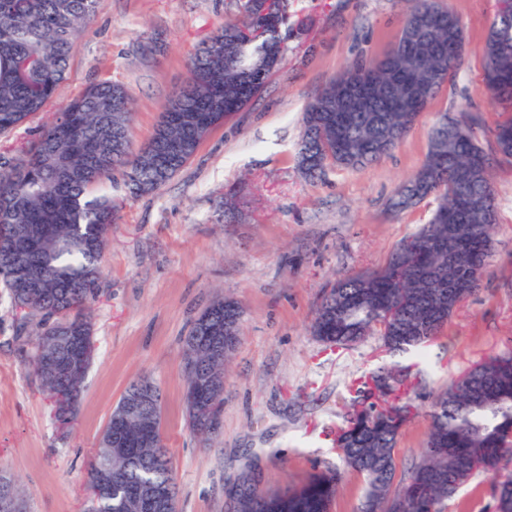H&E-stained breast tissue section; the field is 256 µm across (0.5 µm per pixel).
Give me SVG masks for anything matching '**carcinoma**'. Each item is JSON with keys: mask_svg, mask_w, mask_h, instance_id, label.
<instances>
[{"mask_svg": "<svg viewBox=\"0 0 512 512\" xmlns=\"http://www.w3.org/2000/svg\"><path fill=\"white\" fill-rule=\"evenodd\" d=\"M252 0H237L236 14L224 21L187 62V79L163 105L152 141L160 137L186 144V154L169 173L138 156L132 139V102L125 87L103 81L64 107L36 140L0 152V271L23 270L30 288L3 282L21 316L17 331H28L39 318L34 348L41 350L64 326L86 318L84 310L98 296L103 275L101 258L118 219L119 202L95 189L112 174L122 173L126 194L132 197L159 190L195 155L209 133L200 125L212 110L216 94L235 98L252 74L267 68V51L279 60L286 54L287 35L266 29ZM98 0H0V136H7L54 102L67 79L74 41L95 16ZM433 13L443 27L436 29L427 67L455 77L464 55L450 57L441 46L453 39L465 44V31L451 8L437 9L433 0H405L398 38L380 60H358L339 76L360 80L402 55L408 29L421 14ZM484 63L497 64L495 74L484 70L483 82L492 99L512 106V16L496 11L482 45ZM377 97L371 112L347 113V124L336 126L335 97L327 83L302 113L303 134L299 164L311 180L325 173L327 164L358 170L387 157L412 131L420 113L398 112L387 99L384 75L373 78ZM448 134L443 114L429 135L421 167L395 191L391 207L400 212L434 197L436 207L428 223L408 236L421 242L413 253L398 246L378 271L343 276L324 296L310 325L321 342L347 347L377 333L392 351L413 352L423 360L426 347L443 331L455 308L448 305V282L457 281L461 298L477 290L491 252L496 224V198L490 178V158L475 132V120L453 121ZM345 138L359 147L353 156L336 153ZM497 151L512 158V115L494 131ZM484 169V177L466 172V164ZM470 202L462 214L469 231L466 264L448 266V250L433 247L458 228L447 222L459 199ZM30 237L28 252L20 256L13 239L18 228ZM216 346L194 347L199 367L215 366ZM46 398L61 390L79 399L84 377L59 371L37 372ZM376 390L398 403L352 405L346 426L336 436L343 469L362 477L364 491L358 512H448V502L477 473L493 476L497 512H512V352L489 355L468 367L431 403L430 428L419 457L398 472L396 448L408 420L403 406L413 403L400 368H382L372 376ZM109 419L90 462L86 482L97 479L99 468L112 466V483L153 482L170 488L177 497L171 461L162 440L143 448H115ZM342 472H322L286 492L264 491L241 483L234 490L233 512H332ZM99 512H140L137 501L121 493L102 501Z\"/></svg>", "mask_w": 512, "mask_h": 512, "instance_id": "carcinoma-1", "label": "carcinoma"}]
</instances>
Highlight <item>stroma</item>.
I'll return each mask as SVG.
<instances>
[{"instance_id":"35a3bbf8","label":"stroma","mask_w":512,"mask_h":512,"mask_svg":"<svg viewBox=\"0 0 512 512\" xmlns=\"http://www.w3.org/2000/svg\"><path fill=\"white\" fill-rule=\"evenodd\" d=\"M288 50L252 102L216 127L189 163L155 193L120 202L102 256L103 279L88 315L94 359L69 433H61L16 335V313L0 287V474L24 492L27 512H86L88 463L130 382L162 393L161 435L178 487V512H225L244 476L285 491L339 467L334 439L344 405L384 366L417 363L392 354L379 335L336 348L312 336L324 295L342 275L382 268L434 203L396 213L388 200L422 163L441 114L467 109L492 168L497 202L494 248L477 292L428 347L416 414L397 447L400 466L418 456L429 431L432 395L483 357L512 350V160L492 131L507 112L484 90L481 45L496 0H435L465 29V64L405 140L380 163L328 167L307 180L297 165L301 112L347 64L383 57L403 20L401 0H288ZM236 10L235 0H99L76 40L68 78L53 107L18 139L53 119L90 84L123 85L134 102L136 144L147 142L166 99L186 81V61ZM231 199V213L221 200ZM242 309L239 344L224 373L220 429L202 440L185 414L183 346L194 320L215 300ZM418 364V363H417ZM484 474L462 488L448 512H495Z\"/></svg>"}]
</instances>
